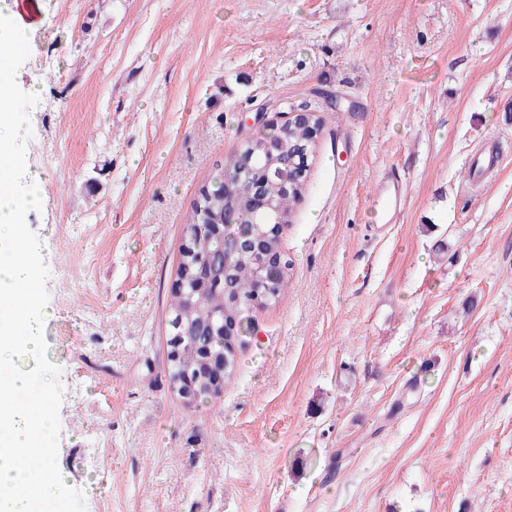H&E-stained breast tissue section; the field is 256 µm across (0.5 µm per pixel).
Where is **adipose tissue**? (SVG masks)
<instances>
[{"label":"adipose tissue","instance_id":"adipose-tissue-1","mask_svg":"<svg viewBox=\"0 0 512 512\" xmlns=\"http://www.w3.org/2000/svg\"><path fill=\"white\" fill-rule=\"evenodd\" d=\"M22 24L16 0H0V512H63L67 477L45 446L52 391L36 366L45 312L20 224L16 160L4 136L12 96L4 65Z\"/></svg>","mask_w":512,"mask_h":512}]
</instances>
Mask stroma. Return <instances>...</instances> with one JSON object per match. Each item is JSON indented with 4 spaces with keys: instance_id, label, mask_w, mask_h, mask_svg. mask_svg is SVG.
<instances>
[{
    "instance_id": "stroma-1",
    "label": "stroma",
    "mask_w": 512,
    "mask_h": 512,
    "mask_svg": "<svg viewBox=\"0 0 512 512\" xmlns=\"http://www.w3.org/2000/svg\"><path fill=\"white\" fill-rule=\"evenodd\" d=\"M31 3L10 140L45 199L23 224L68 512H512V0ZM293 108L322 127L292 286L186 400V219Z\"/></svg>"
}]
</instances>
